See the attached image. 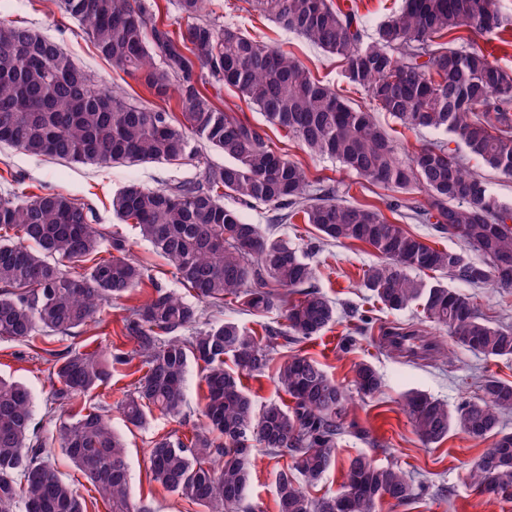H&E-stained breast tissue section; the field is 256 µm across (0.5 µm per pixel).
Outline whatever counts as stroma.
Returning a JSON list of instances; mask_svg holds the SVG:
<instances>
[{
    "mask_svg": "<svg viewBox=\"0 0 512 512\" xmlns=\"http://www.w3.org/2000/svg\"><path fill=\"white\" fill-rule=\"evenodd\" d=\"M498 8L502 28L498 33L478 38L477 43L490 61L512 70V0H498ZM206 16L221 24L238 26L263 44L292 53L351 106L367 105L365 93L349 83L338 58L324 53L301 36L282 30L255 11L249 0H207ZM0 17L56 40L96 82L113 85L127 96L150 100V93L142 85L98 57L78 23L54 13L50 0H0ZM218 103L231 107L253 125L266 128L274 144L282 148L289 159L302 163L311 176L330 178L337 186L350 184L349 201L379 206L395 196L383 186L346 171L334 160L310 155L283 131L267 128L260 112L240 100L234 91L220 89ZM199 174L200 167L195 163L82 165L34 157L0 143V193L19 189L36 195L47 186L82 199L91 207L100 230L116 231L123 236L131 258L147 267L152 283L162 284L177 293L182 292L183 287L173 276L171 267L142 239L134 225L123 223L113 214L110 201L113 193L131 182L149 188H168L197 180ZM395 197L403 203L422 202L426 193L415 188ZM247 216L272 236L285 239L302 250L316 268L315 284L334 302L336 319L319 336L288 345L287 350L305 354L321 364L345 388L349 397V420L370 432L366 441L351 433L341 436L338 466L313 488V495L335 493L343 482V469L349 459L364 453L378 464L400 466L424 484L409 507L398 509L385 501L377 504L376 512H512V502L478 495L465 480L467 470L491 447V440H475L455 428L440 443L423 445L402 409L403 397L409 392L441 400L452 408L462 401L477 399L485 376L512 382V358L487 359L456 345L444 330L419 322L416 309L400 312L382 309L363 286L365 272L378 262L370 247L322 240L311 225L275 222L273 212L262 206L249 209ZM151 285H143L122 299L106 303L99 313L100 324L84 327L74 336L42 332L33 350L24 342L0 340V375L23 383L31 391L33 424L47 442H54L56 438L60 415L50 398L48 381L53 352L69 346L131 351L133 344L123 335V320L128 307L147 300L152 293ZM448 286L464 294L472 293L482 314L493 323L512 326V289L487 285L472 290L453 280ZM396 324L415 325L421 335L436 344L437 355L410 359L391 350L381 330ZM347 336L355 337L356 342L345 350L341 340ZM362 361L370 363L382 380L380 391L371 396L361 395L352 384L353 366ZM134 381L127 366H114L112 393L105 410L113 429L122 436L127 447L132 496L144 499L153 512H203L201 506L188 503L152 481L148 461L154 440L189 433L197 423L198 410L206 393L199 369L194 366L189 369L183 417L156 413L142 428L127 425L117 407L118 401L132 390ZM283 464V459L265 450L254 454L248 498L261 512H278L275 472Z\"/></svg>",
    "mask_w": 512,
    "mask_h": 512,
    "instance_id": "35a3bbf8",
    "label": "stroma"
}]
</instances>
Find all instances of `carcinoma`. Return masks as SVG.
I'll use <instances>...</instances> for the list:
<instances>
[{
	"label": "carcinoma",
	"mask_w": 512,
	"mask_h": 512,
	"mask_svg": "<svg viewBox=\"0 0 512 512\" xmlns=\"http://www.w3.org/2000/svg\"><path fill=\"white\" fill-rule=\"evenodd\" d=\"M61 16L82 25L112 67L155 99L178 95L182 118L154 104L129 101L94 83L52 39L0 18V142L29 155L81 164L201 162L198 144L224 153L203 163L196 181L172 188L129 184L112 196V211L139 228L196 300L151 283L152 296L124 319L130 353L97 349L53 354L51 396L82 411L59 423L58 448L92 485L108 512H153L129 494L123 439L102 405L86 398L112 379V364L135 365L141 376L121 401L127 423L140 427L154 411L183 414L191 364L206 386L202 422L186 438L162 436L149 451L152 479L204 512H258L248 501L253 451L291 464L276 472L279 512H375L378 502L404 505L419 486L398 466L365 454L349 459L340 491L315 497L308 488L338 462L340 436L367 431L346 422L348 397L314 359L297 353L272 366L280 347L310 339L336 318V307L313 284L316 269L300 250L265 234L244 210L258 204L276 217H299L323 239L368 245L382 262L363 285L390 311L420 309L421 320L448 331L457 345L488 358L512 357V329L493 324L474 297L430 282L432 272L471 287L512 289V208L493 197L448 141L400 152L371 109L353 107L299 60L259 44L229 25L203 19L207 0H178L187 18L175 30L155 18L154 0H52ZM260 13L323 52L341 58L345 77L369 104L408 130L451 135L473 158L512 176V71L492 64L475 39L499 29L495 0H405L403 10L365 40L358 10L333 0H252ZM232 88L266 123L309 153L335 159L359 177L392 191L417 186L423 205L402 218L435 223L480 252L437 248L403 229L379 208L342 199L312 178L237 113L216 106L198 88L201 73ZM237 206L224 205V198ZM146 269L127 255L126 241L91 224L87 204L60 192L0 195V339L34 341L48 329L64 336L96 322L102 305L145 284ZM281 311L282 328L259 336L238 322L198 326V304ZM193 329L184 337L179 332ZM390 347L409 357L395 337ZM232 362L238 369L226 368ZM290 402L260 407L240 373L270 368ZM364 396L381 380L368 362L354 367ZM482 395L456 409L409 394L404 411L416 435L437 444L456 427L493 446L473 464L467 482L479 495L512 502V433L500 419L512 412V383L487 377ZM86 512L84 498L55 468L32 426V398L21 383L0 377V512Z\"/></svg>",
	"instance_id": "carcinoma-1"
}]
</instances>
